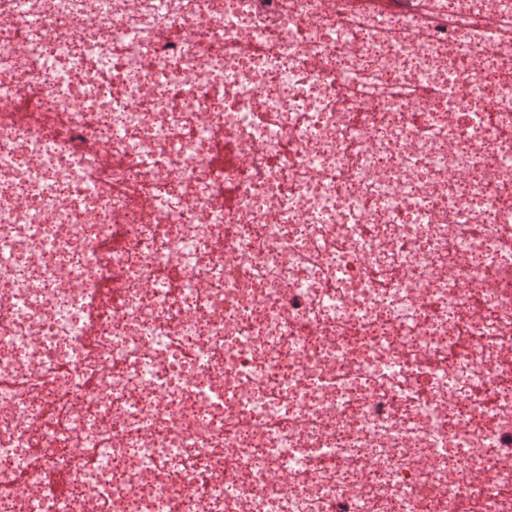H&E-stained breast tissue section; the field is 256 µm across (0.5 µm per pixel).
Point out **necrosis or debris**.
Segmentation results:
<instances>
[{"instance_id": "1", "label": "necrosis or debris", "mask_w": 512, "mask_h": 512, "mask_svg": "<svg viewBox=\"0 0 512 512\" xmlns=\"http://www.w3.org/2000/svg\"><path fill=\"white\" fill-rule=\"evenodd\" d=\"M22 102L0 512H512V0H0Z\"/></svg>"}]
</instances>
